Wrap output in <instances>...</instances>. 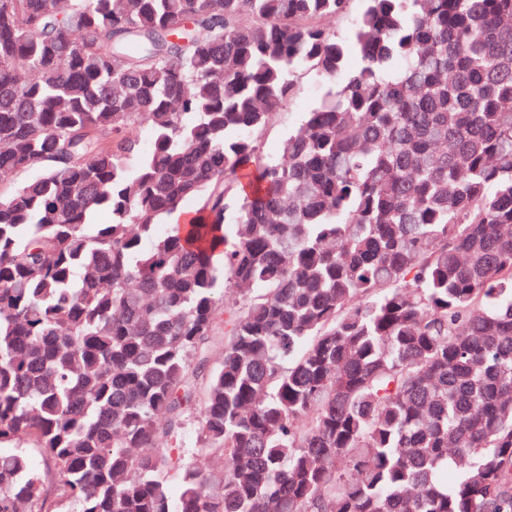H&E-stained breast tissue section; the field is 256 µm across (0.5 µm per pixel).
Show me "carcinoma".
<instances>
[{
  "label": "carcinoma",
  "mask_w": 512,
  "mask_h": 512,
  "mask_svg": "<svg viewBox=\"0 0 512 512\" xmlns=\"http://www.w3.org/2000/svg\"><path fill=\"white\" fill-rule=\"evenodd\" d=\"M3 444L0 512H512V0H0ZM324 83L320 81H308L304 84L297 98L292 104L281 113L278 125L273 131L269 144L272 145L278 136L288 131V128L294 126L300 119L302 112L309 111L319 100L323 93Z\"/></svg>",
  "instance_id": "cac0c4a2"
}]
</instances>
